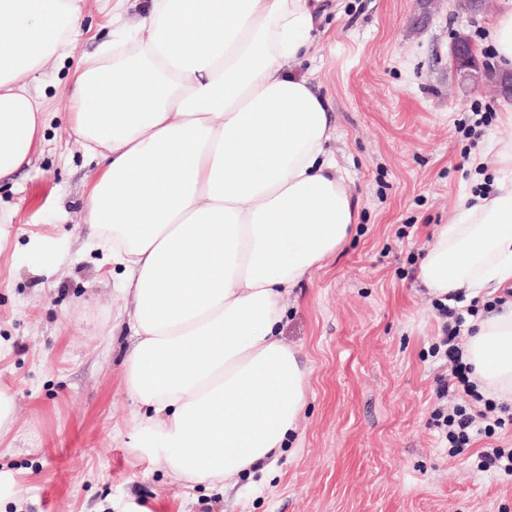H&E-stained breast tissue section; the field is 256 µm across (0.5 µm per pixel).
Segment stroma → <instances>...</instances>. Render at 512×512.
Wrapping results in <instances>:
<instances>
[{
	"label": "stroma",
	"mask_w": 512,
	"mask_h": 512,
	"mask_svg": "<svg viewBox=\"0 0 512 512\" xmlns=\"http://www.w3.org/2000/svg\"><path fill=\"white\" fill-rule=\"evenodd\" d=\"M307 55L290 68L327 105L329 151L357 200L343 248L293 289L282 338L308 371L296 437L269 468L209 487H184L129 446L139 411L122 383L131 343L113 325L118 277L102 253L80 247L84 189L98 165L66 119V81L111 38L87 8L75 54L31 82L53 114L31 170L0 184L17 214L13 254L0 263V385L15 426L0 441V479L21 512H512V477L480 471L488 447L512 448V425L477 436L452 457L432 420L443 318L416 277L438 225L490 183L492 145L512 140V98L463 88L451 68L457 32L480 55L491 22L512 10L494 0L461 20L454 0H323ZM490 113L481 138L463 134L472 110ZM49 250L31 252L29 236ZM68 274L45 278L54 249Z\"/></svg>",
	"instance_id": "1"
}]
</instances>
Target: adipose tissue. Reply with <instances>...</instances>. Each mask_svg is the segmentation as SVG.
Returning a JSON list of instances; mask_svg holds the SVG:
<instances>
[{"label": "adipose tissue", "instance_id": "ef3b65f1", "mask_svg": "<svg viewBox=\"0 0 512 512\" xmlns=\"http://www.w3.org/2000/svg\"><path fill=\"white\" fill-rule=\"evenodd\" d=\"M90 2L130 27L131 0H0V182L43 144L48 104L30 84L74 54ZM319 3L148 0L133 36L103 43L66 90L70 128L101 162L85 250L122 270V379L144 408L132 450L189 487L264 468L296 433L307 376L281 338L285 300L358 222L326 103L288 69ZM494 152L490 191L420 264L440 302L512 283V141ZM465 357L484 394L512 399V305L474 324Z\"/></svg>", "mask_w": 512, "mask_h": 512}]
</instances>
